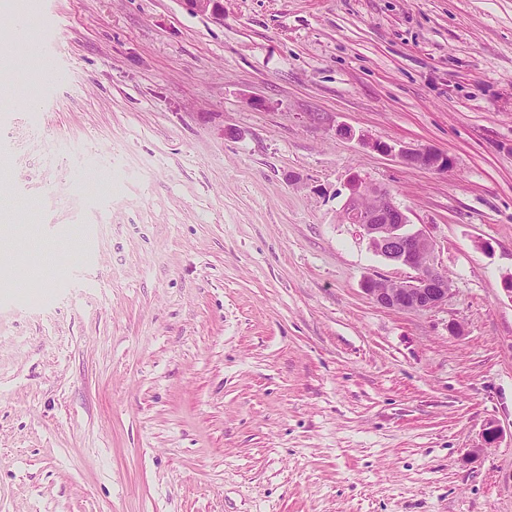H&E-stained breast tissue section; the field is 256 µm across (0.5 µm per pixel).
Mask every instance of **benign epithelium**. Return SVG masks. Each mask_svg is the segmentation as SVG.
Wrapping results in <instances>:
<instances>
[{"instance_id":"obj_1","label":"benign epithelium","mask_w":512,"mask_h":512,"mask_svg":"<svg viewBox=\"0 0 512 512\" xmlns=\"http://www.w3.org/2000/svg\"><path fill=\"white\" fill-rule=\"evenodd\" d=\"M200 14L221 13V0H184ZM372 147L382 153H393L407 166L446 172L451 158L430 146H402L395 149L375 142ZM349 194L341 218L358 225L373 250L386 261L410 268L414 275L399 283L367 280L364 292L378 305L403 311H422L448 304V277L433 260L434 244L422 229L409 230L406 213L391 195L366 184L354 174L348 181Z\"/></svg>"}]
</instances>
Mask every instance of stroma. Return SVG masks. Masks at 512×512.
Listing matches in <instances>:
<instances>
[{
    "mask_svg": "<svg viewBox=\"0 0 512 512\" xmlns=\"http://www.w3.org/2000/svg\"><path fill=\"white\" fill-rule=\"evenodd\" d=\"M17 19L0 258L36 276L0 282V512H512V0ZM353 172L447 305L364 293L411 271L341 222ZM373 148L382 153H395L407 166L422 167L428 170L445 172L451 166V158L430 146H401L397 151L385 143H374Z\"/></svg>",
    "mask_w": 512,
    "mask_h": 512,
    "instance_id": "stroma-1",
    "label": "stroma"
}]
</instances>
